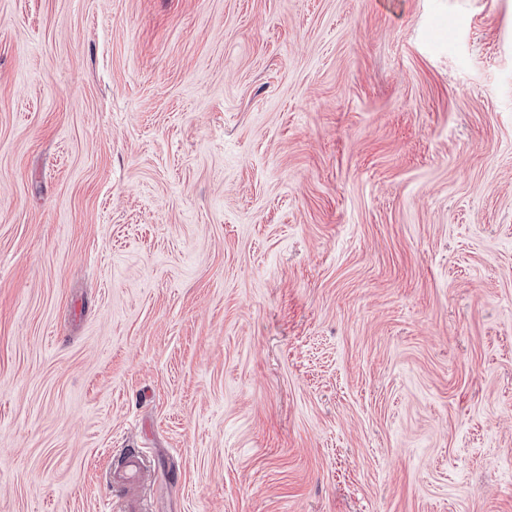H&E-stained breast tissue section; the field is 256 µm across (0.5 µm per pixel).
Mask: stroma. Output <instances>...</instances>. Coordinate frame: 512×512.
Wrapping results in <instances>:
<instances>
[{
  "label": "stroma",
  "mask_w": 512,
  "mask_h": 512,
  "mask_svg": "<svg viewBox=\"0 0 512 512\" xmlns=\"http://www.w3.org/2000/svg\"><path fill=\"white\" fill-rule=\"evenodd\" d=\"M512 512V0H0V512ZM149 473L144 459L135 449L128 450L111 468L109 483L141 488L148 480Z\"/></svg>",
  "instance_id": "stroma-1"
}]
</instances>
